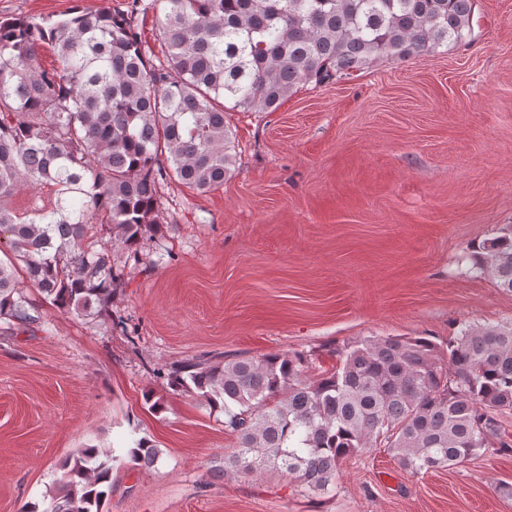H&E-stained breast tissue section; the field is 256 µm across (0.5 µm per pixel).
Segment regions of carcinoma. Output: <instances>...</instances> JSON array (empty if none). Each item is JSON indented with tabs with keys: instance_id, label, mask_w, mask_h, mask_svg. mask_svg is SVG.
Here are the masks:
<instances>
[{
	"instance_id": "carcinoma-1",
	"label": "carcinoma",
	"mask_w": 512,
	"mask_h": 512,
	"mask_svg": "<svg viewBox=\"0 0 512 512\" xmlns=\"http://www.w3.org/2000/svg\"><path fill=\"white\" fill-rule=\"evenodd\" d=\"M130 13L75 9L57 21L0 20V321L41 315L17 268L56 308L111 315L123 270L161 233L160 182L201 192L224 185L235 160L228 110L273 112L298 89L349 78L378 61L432 56L468 40L475 0H152L166 46L155 65ZM53 48L58 65L38 62ZM165 158H160V155ZM55 189L51 208L24 220V185ZM112 247L85 242L98 209ZM469 270L512 291V225L463 256ZM300 353L226 361L203 356L165 374L175 391L224 407L236 439L213 474L281 473L324 494L342 459L382 446L413 474L512 451L500 416L512 411V324L464 325L441 347L428 336L369 337L305 376ZM160 451L132 440L130 461ZM117 458L82 448L64 464L42 512H102Z\"/></svg>"
}]
</instances>
